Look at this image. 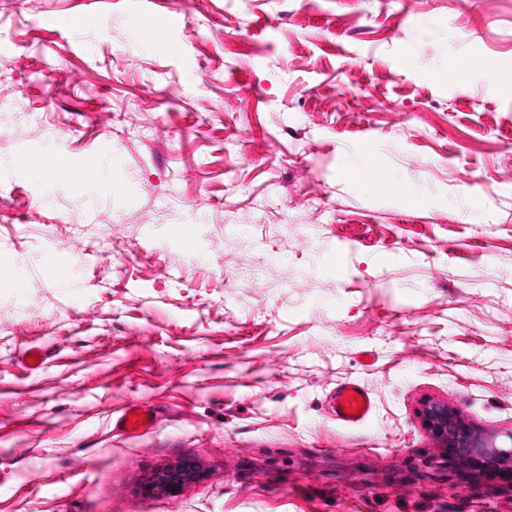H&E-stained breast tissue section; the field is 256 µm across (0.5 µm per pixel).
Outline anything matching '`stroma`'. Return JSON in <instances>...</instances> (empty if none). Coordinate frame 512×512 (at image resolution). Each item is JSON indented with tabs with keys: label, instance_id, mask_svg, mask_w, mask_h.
Here are the masks:
<instances>
[{
	"label": "stroma",
	"instance_id": "stroma-1",
	"mask_svg": "<svg viewBox=\"0 0 512 512\" xmlns=\"http://www.w3.org/2000/svg\"><path fill=\"white\" fill-rule=\"evenodd\" d=\"M18 2L0 512H512L426 464L420 418L439 399L512 431V0H186L143 38L170 0ZM345 381L363 425L329 415ZM182 463L195 480L143 494ZM72 269L73 259L70 252L63 247H56L47 265L48 274L56 281L65 283L70 280ZM356 397L361 399V406H358ZM328 405L332 418L348 426L364 424L373 411L370 393L355 381L336 386L330 394ZM346 408H349V412H346ZM352 410H355V414H352ZM133 416H143L144 421L136 420V423H132L131 427H128V421H131ZM116 425L127 434L136 435L144 432L145 430L151 428L152 426V417L147 414L145 411L139 409V407L135 404H131L118 418Z\"/></svg>",
	"mask_w": 512,
	"mask_h": 512
}]
</instances>
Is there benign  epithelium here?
I'll list each match as a JSON object with an SVG mask.
<instances>
[{
    "instance_id": "benign-epithelium-1",
    "label": "benign epithelium",
    "mask_w": 512,
    "mask_h": 512,
    "mask_svg": "<svg viewBox=\"0 0 512 512\" xmlns=\"http://www.w3.org/2000/svg\"><path fill=\"white\" fill-rule=\"evenodd\" d=\"M424 429L436 443L435 458L473 468L492 481L512 480V433L509 446L497 436L477 428L459 410L442 400H430L421 411ZM192 477L186 466L157 472L147 485V494L173 493Z\"/></svg>"
}]
</instances>
